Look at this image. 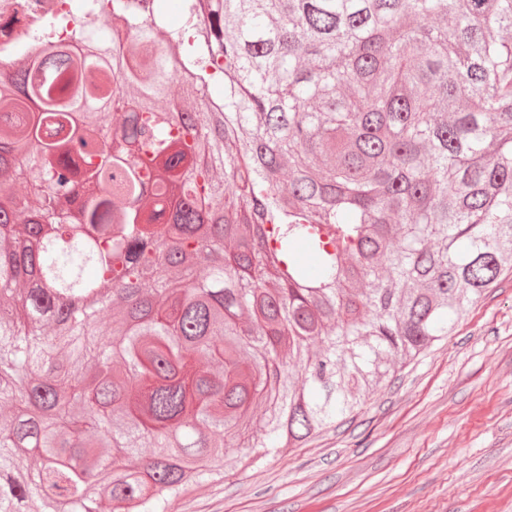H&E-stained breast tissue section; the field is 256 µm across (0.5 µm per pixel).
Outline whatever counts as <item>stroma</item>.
<instances>
[{
    "label": "stroma",
    "instance_id": "stroma-1",
    "mask_svg": "<svg viewBox=\"0 0 512 512\" xmlns=\"http://www.w3.org/2000/svg\"><path fill=\"white\" fill-rule=\"evenodd\" d=\"M243 453L171 512H512V274L334 428Z\"/></svg>",
    "mask_w": 512,
    "mask_h": 512
}]
</instances>
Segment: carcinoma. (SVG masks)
Here are the masks:
<instances>
[{"label": "carcinoma", "instance_id": "carcinoma-1", "mask_svg": "<svg viewBox=\"0 0 512 512\" xmlns=\"http://www.w3.org/2000/svg\"><path fill=\"white\" fill-rule=\"evenodd\" d=\"M178 9L0 53V512H168L512 268V0Z\"/></svg>", "mask_w": 512, "mask_h": 512}]
</instances>
